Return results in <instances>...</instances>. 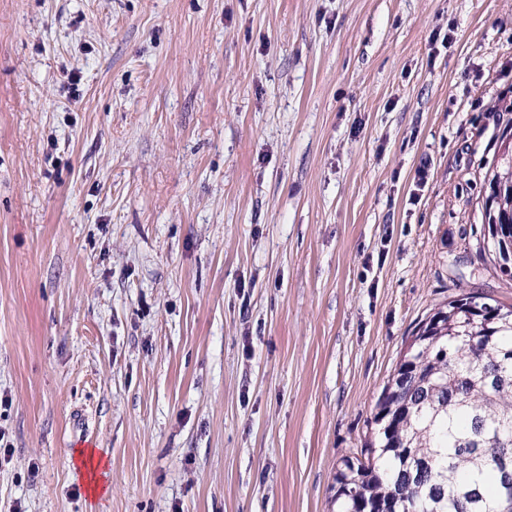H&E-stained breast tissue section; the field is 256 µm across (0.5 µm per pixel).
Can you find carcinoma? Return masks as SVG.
<instances>
[{"label":"carcinoma","instance_id":"carcinoma-1","mask_svg":"<svg viewBox=\"0 0 512 512\" xmlns=\"http://www.w3.org/2000/svg\"><path fill=\"white\" fill-rule=\"evenodd\" d=\"M490 252L512 243V149L486 173ZM361 457L336 472V512H512V306L474 294L423 320L382 390Z\"/></svg>","mask_w":512,"mask_h":512}]
</instances>
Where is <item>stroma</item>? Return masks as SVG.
<instances>
[{
    "label": "stroma",
    "instance_id": "35a3bbf8",
    "mask_svg": "<svg viewBox=\"0 0 512 512\" xmlns=\"http://www.w3.org/2000/svg\"><path fill=\"white\" fill-rule=\"evenodd\" d=\"M511 125L512 0H0V512H336L417 325L512 305ZM509 148L508 146L507 151L494 160L485 176L489 192L484 202L483 217L485 231L487 226V239L484 234L483 249L484 251L487 249L495 267H498L502 274L512 277V265L507 268L498 261L502 242H510L512 246V149L509 150ZM491 193L504 198V208L500 209L497 206L494 213H491L486 206V199ZM493 224H499L498 240L492 231ZM72 467L84 478L93 499L109 490L101 482L100 472L103 466L101 459L94 457L93 450L78 449L75 452Z\"/></svg>",
    "mask_w": 512,
    "mask_h": 512
}]
</instances>
